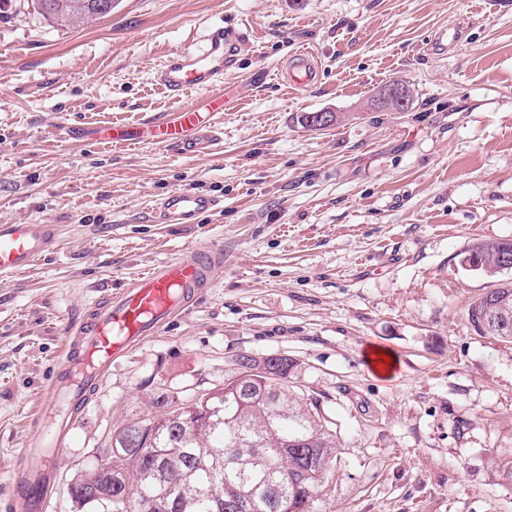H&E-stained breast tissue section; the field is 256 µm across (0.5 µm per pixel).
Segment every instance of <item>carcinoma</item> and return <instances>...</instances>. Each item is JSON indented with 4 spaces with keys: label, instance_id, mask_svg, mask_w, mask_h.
<instances>
[{
    "label": "carcinoma",
    "instance_id": "1",
    "mask_svg": "<svg viewBox=\"0 0 512 512\" xmlns=\"http://www.w3.org/2000/svg\"><path fill=\"white\" fill-rule=\"evenodd\" d=\"M93 2L34 0V8L68 26L102 18ZM470 250L487 278L512 269V240ZM467 318L480 335L512 344V279L474 299ZM297 367L281 355L239 357L223 389L120 429L103 456L77 470L71 500L103 512H318L340 442L316 404L283 384Z\"/></svg>",
    "mask_w": 512,
    "mask_h": 512
}]
</instances>
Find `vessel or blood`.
<instances>
[{
	"label": "vessel or blood",
	"instance_id": "vessel-or-blood-1",
	"mask_svg": "<svg viewBox=\"0 0 512 512\" xmlns=\"http://www.w3.org/2000/svg\"><path fill=\"white\" fill-rule=\"evenodd\" d=\"M243 36L215 25L197 48L169 54L154 74L169 93L203 92L179 110L138 127H86L59 122L64 139L94 143H145L185 155L214 153L223 140L218 116L234 106L224 94V75L234 69ZM319 65L312 53L292 52L285 66L286 81L296 88L313 85ZM221 208L218 198L191 188H176L159 198L151 218L156 224H194L200 216ZM61 242L57 224H0V280L12 278L55 250ZM224 263L222 253L192 251L154 267L131 287L94 304L68 332L64 359L49 387L39 417V447L25 448L23 457L34 484L23 487L15 512H46L56 492V475L46 464L43 444L62 443L80 422L91 393L99 389L113 361L127 356L168 323L211 284Z\"/></svg>",
	"mask_w": 512,
	"mask_h": 512
}]
</instances>
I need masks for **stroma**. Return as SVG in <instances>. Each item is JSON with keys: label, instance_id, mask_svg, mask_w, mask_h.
<instances>
[{"label": "stroma", "instance_id": "35a3bbf8", "mask_svg": "<svg viewBox=\"0 0 512 512\" xmlns=\"http://www.w3.org/2000/svg\"><path fill=\"white\" fill-rule=\"evenodd\" d=\"M463 24L450 51L433 35ZM215 24L245 41L226 86L224 151L63 142L58 119L132 125L179 102L153 80ZM300 48L312 86L282 78ZM408 85L405 112L376 92ZM335 113L324 129L307 112ZM221 198L192 226L155 224L175 188ZM66 225L60 248L0 283V512L73 320L194 247L223 251L199 301L113 364L56 448L50 512H78L76 470L112 433L224 385L238 357L285 355L290 390L340 440L322 512H512V345L475 333L492 286L461 260L512 240V0H112L53 27L32 0H0V223ZM376 348L391 375L367 357Z\"/></svg>", "mask_w": 512, "mask_h": 512}]
</instances>
